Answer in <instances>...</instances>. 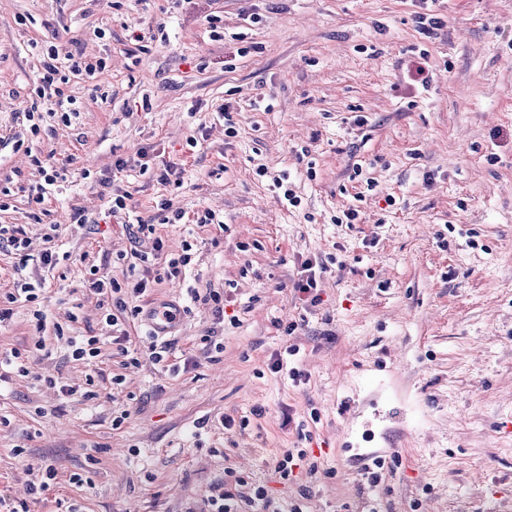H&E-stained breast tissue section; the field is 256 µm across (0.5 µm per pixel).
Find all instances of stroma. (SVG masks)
I'll return each instance as SVG.
<instances>
[{
	"label": "stroma",
	"instance_id": "obj_1",
	"mask_svg": "<svg viewBox=\"0 0 512 512\" xmlns=\"http://www.w3.org/2000/svg\"><path fill=\"white\" fill-rule=\"evenodd\" d=\"M52 45L106 69L65 86L77 118L35 134ZM31 145L64 170L40 206ZM1 184L0 224L29 247L0 249V355L28 369L0 367V512H202L239 476L271 498L250 512L303 491L305 512H512V0H0ZM140 219L164 279L99 302L91 272L126 284ZM48 248L64 258L47 273ZM308 259L314 305L294 288ZM17 275L43 281L37 300L8 303ZM163 302L180 314L156 363L145 312ZM72 337L99 356L74 359ZM290 448L318 467L287 483ZM376 448L401 464L374 489L360 457ZM307 457V451L301 448H291L286 450L282 456L276 460L275 470L279 473L282 480H290L293 476L294 468L300 467V462H304Z\"/></svg>",
	"mask_w": 512,
	"mask_h": 512
}]
</instances>
